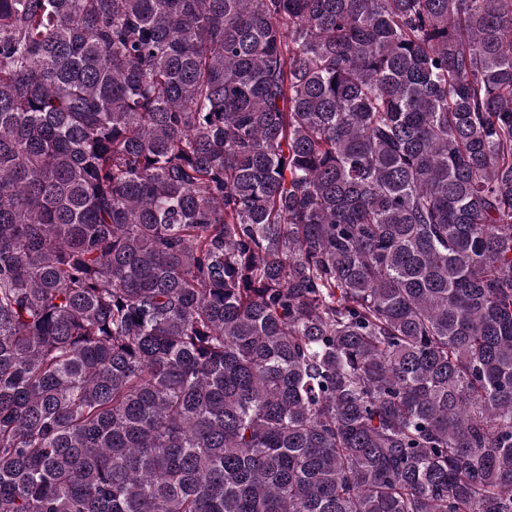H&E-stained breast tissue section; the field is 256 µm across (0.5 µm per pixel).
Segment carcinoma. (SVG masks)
<instances>
[{
    "label": "carcinoma",
    "mask_w": 512,
    "mask_h": 512,
    "mask_svg": "<svg viewBox=\"0 0 512 512\" xmlns=\"http://www.w3.org/2000/svg\"><path fill=\"white\" fill-rule=\"evenodd\" d=\"M0 512H512V0H0Z\"/></svg>",
    "instance_id": "obj_1"
}]
</instances>
